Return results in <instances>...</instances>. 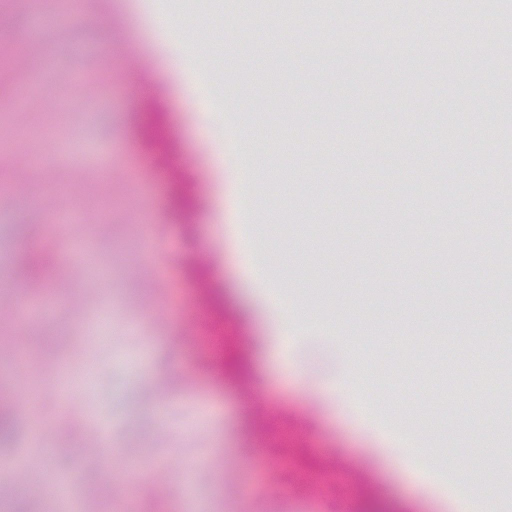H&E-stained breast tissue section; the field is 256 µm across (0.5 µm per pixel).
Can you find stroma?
Returning a JSON list of instances; mask_svg holds the SVG:
<instances>
[{"instance_id": "1", "label": "stroma", "mask_w": 512, "mask_h": 512, "mask_svg": "<svg viewBox=\"0 0 512 512\" xmlns=\"http://www.w3.org/2000/svg\"><path fill=\"white\" fill-rule=\"evenodd\" d=\"M441 0H407L377 27L372 11L282 13L251 0H0V342L18 345L16 432L1 456L48 459L43 482L12 476L9 512H460L480 489L425 472L414 446L467 439L455 405L494 394L487 432L512 406V365L487 363L500 320L474 322L458 352L431 347L406 372L416 311L454 326L472 307L512 306L499 275L512 209L488 197L512 177V128H463L475 157L449 179L482 177L472 233L439 236L457 197L427 178L448 111L512 113V54L495 56L502 94H468L443 37ZM512 0H466L468 44L495 42ZM270 72L244 66L242 38ZM222 85L223 100L197 86ZM418 128L373 179L372 128ZM159 123L200 204L174 203L140 135ZM38 164H31V155ZM25 250L52 254L56 278L29 290ZM207 276L224 325L247 352L248 380L214 368L199 345L189 289ZM383 296L388 311L370 305ZM292 318L282 335L280 315ZM471 368V391L448 393ZM79 484L56 497V476Z\"/></svg>"}]
</instances>
